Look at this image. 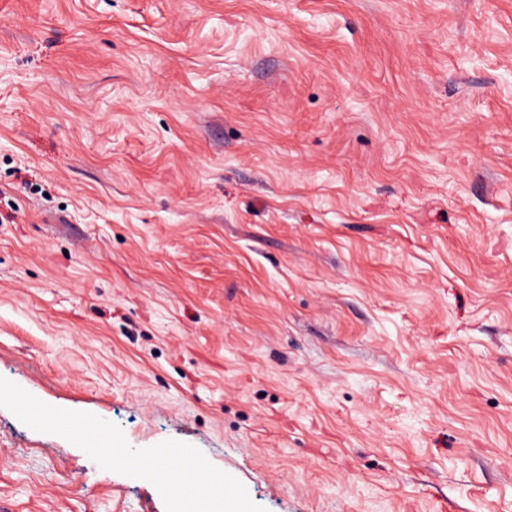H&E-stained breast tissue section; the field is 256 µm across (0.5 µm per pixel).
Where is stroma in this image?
<instances>
[{
	"label": "stroma",
	"mask_w": 512,
	"mask_h": 512,
	"mask_svg": "<svg viewBox=\"0 0 512 512\" xmlns=\"http://www.w3.org/2000/svg\"><path fill=\"white\" fill-rule=\"evenodd\" d=\"M0 377L265 512H512V0H0ZM0 512H165L0 407Z\"/></svg>",
	"instance_id": "stroma-1"
}]
</instances>
